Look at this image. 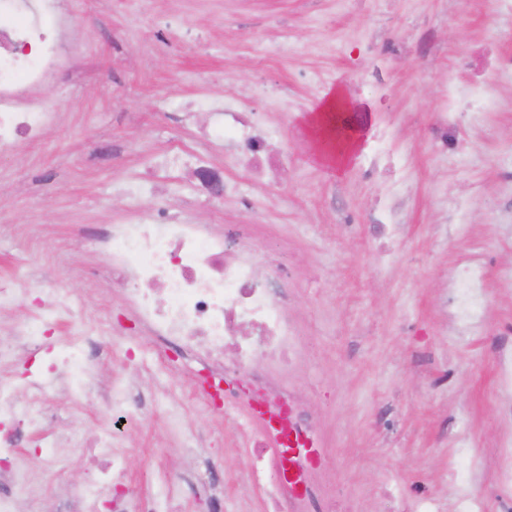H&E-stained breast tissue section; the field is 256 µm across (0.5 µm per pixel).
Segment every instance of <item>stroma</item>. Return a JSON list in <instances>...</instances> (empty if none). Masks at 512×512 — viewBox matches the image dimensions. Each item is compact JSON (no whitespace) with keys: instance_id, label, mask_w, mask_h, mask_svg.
Instances as JSON below:
<instances>
[{"instance_id":"35a3bbf8","label":"stroma","mask_w":512,"mask_h":512,"mask_svg":"<svg viewBox=\"0 0 512 512\" xmlns=\"http://www.w3.org/2000/svg\"><path fill=\"white\" fill-rule=\"evenodd\" d=\"M73 33L85 44L51 90L58 121L48 139L0 157V274L48 280L72 295L104 300L122 316L117 290L87 279L100 265L75 230L123 220L152 201L125 196L127 183L154 175L189 221L220 229L262 213L287 240L297 270L294 314L316 359L299 393L326 427L319 447L336 451V499L350 512H388L427 494L449 506L448 464L460 438L484 456L479 492L500 512L490 476L502 428L494 391L499 345L512 343V76L488 86L495 107L473 113L461 150L436 152L427 114L447 83L467 84L459 66L477 42L512 56V13L485 0H75ZM408 39L413 54L389 65L384 85L365 79L366 45ZM287 87L262 102L272 137L287 140L295 164L270 188L244 170L220 206L197 202L188 181L156 169L172 144L195 138L184 103L242 96L256 82ZM342 90L358 149L348 165L324 161L311 119L325 93ZM400 162L392 179L363 176L378 134ZM252 199L253 211L237 205ZM401 199L403 222L388 250L372 242L366 214L376 199ZM490 255L482 327L461 335L441 313L459 261ZM67 460L63 485L49 486L40 512H59L66 491L85 483L87 459L71 429L117 426L115 445L140 468L155 448L185 475L207 462L224 485L227 512H263L242 467L231 419L211 424L188 412L187 436L205 431L196 458L170 447L158 426L126 419L91 399L50 392L45 410Z\"/></svg>"}]
</instances>
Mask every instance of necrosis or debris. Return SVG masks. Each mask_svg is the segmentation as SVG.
<instances>
[{
	"label": "necrosis or debris",
	"mask_w": 512,
	"mask_h": 512,
	"mask_svg": "<svg viewBox=\"0 0 512 512\" xmlns=\"http://www.w3.org/2000/svg\"><path fill=\"white\" fill-rule=\"evenodd\" d=\"M79 52L62 0H0V154L45 139L56 118L47 93ZM490 103L484 94L446 89L428 118L436 151L454 149L457 115L482 111ZM188 112L206 114V143L221 141L230 151L219 163L204 146L179 142L164 153L162 165L193 183L206 199L235 193V183L226 176L229 167L246 161L275 175L287 163V143L271 137L241 99L200 100ZM124 193L134 199L149 195L154 203L120 223L79 229L86 248L105 260L104 267L85 269V276L105 274L120 284L136 345L148 347L159 371L173 374L181 364L194 371V382L185 392L187 403L217 417L235 412L245 470L265 512H337L335 503L322 497L320 470L307 460L297 462L305 489L283 477L278 441L266 424L271 417L283 420L307 438L318 424L309 404L292 388L309 356L291 312L296 290L287 251H265L257 221L228 224L216 233L178 218L157 182L140 181L126 186ZM487 295L486 263L467 261L450 279L445 307L457 326L469 329L483 323ZM2 305H22L33 315L13 325L11 341L0 340V419L11 418L14 429L40 433L39 451L48 461L41 475H34L13 437L0 436V480L12 485L11 494L0 495V512H17L18 504H40L45 485L63 466L55 441L44 434L41 404L51 386L65 378L71 381L73 400L89 396L91 385L82 378L85 349L109 338L113 322L108 308L90 312L75 306L57 285L34 286L9 276L0 277ZM64 322L69 333L61 354L50 355L44 368L24 377L11 376L13 340L41 346ZM81 443L96 474L72 495L69 512H180L179 482L161 457H151L150 463L166 492L126 493L122 487L130 478L128 458L114 450L111 434H86ZM455 458L448 471L455 494L452 512H482L477 492L481 454L462 439Z\"/></svg>",
	"instance_id": "obj_1"
}]
</instances>
